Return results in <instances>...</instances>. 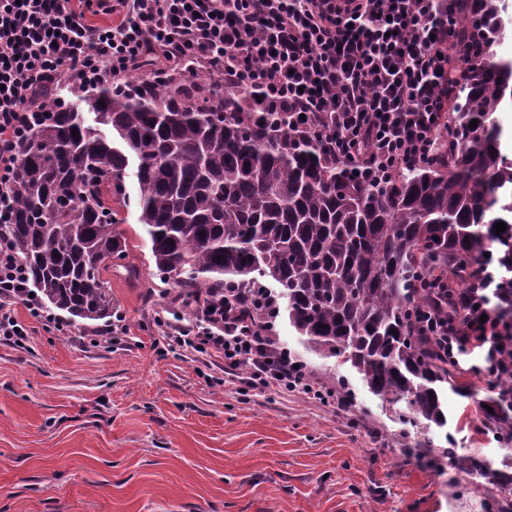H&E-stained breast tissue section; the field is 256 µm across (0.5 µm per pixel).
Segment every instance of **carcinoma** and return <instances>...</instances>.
Here are the masks:
<instances>
[{
	"label": "carcinoma",
	"mask_w": 512,
	"mask_h": 512,
	"mask_svg": "<svg viewBox=\"0 0 512 512\" xmlns=\"http://www.w3.org/2000/svg\"><path fill=\"white\" fill-rule=\"evenodd\" d=\"M199 79L158 87L132 76L80 86L76 104L49 101L20 145L12 220L0 224L35 297L82 320L111 317L102 265L117 258L139 278L118 229L134 203L157 272L198 320L224 326V285L270 280L306 349L350 364L403 424L448 426L455 370L408 309L425 300L420 271L466 288L482 263L512 268V133L495 117L512 112V59L485 53L451 97L455 136L441 163L381 183L336 164L308 128L255 118L239 91L199 104ZM488 388L487 423L507 445L512 398L499 379Z\"/></svg>",
	"instance_id": "cac0c4a2"
}]
</instances>
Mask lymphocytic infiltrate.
Wrapping results in <instances>:
<instances>
[{
	"label": "lymphocytic infiltrate",
	"instance_id": "obj_1",
	"mask_svg": "<svg viewBox=\"0 0 512 512\" xmlns=\"http://www.w3.org/2000/svg\"><path fill=\"white\" fill-rule=\"evenodd\" d=\"M91 3L0 0V224L12 218L18 146L44 97L61 86L135 70L159 83L208 73L216 92L246 90L256 117L303 121L337 162L384 179L443 158L448 97L481 66L495 35L485 0H115L117 18L105 26L89 20ZM462 11L472 16L463 30L455 26ZM495 283L484 267L453 293L447 279L421 277L429 299L412 317L450 363L480 349L484 372L499 377L512 366V322L488 294ZM25 285L0 247V336L24 338L7 301ZM224 294L220 330L156 316L168 347L223 358L241 394L290 393L351 408L276 344L264 291Z\"/></svg>",
	"mask_w": 512,
	"mask_h": 512
}]
</instances>
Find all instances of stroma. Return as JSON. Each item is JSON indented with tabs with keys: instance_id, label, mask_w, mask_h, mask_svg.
<instances>
[{
	"instance_id": "1",
	"label": "stroma",
	"mask_w": 512,
	"mask_h": 512,
	"mask_svg": "<svg viewBox=\"0 0 512 512\" xmlns=\"http://www.w3.org/2000/svg\"><path fill=\"white\" fill-rule=\"evenodd\" d=\"M121 226L141 279L112 267L111 320L10 306L27 335L0 336V512H487L492 479L443 471L404 449L445 450L437 428L400 424L350 365L306 351L279 316L273 334L312 376L347 382L350 411L293 395H240L224 361L160 350L155 315L179 291L156 272L136 208ZM124 334L110 340L109 326ZM487 376L448 392L458 457L512 474V447L481 432Z\"/></svg>"
}]
</instances>
